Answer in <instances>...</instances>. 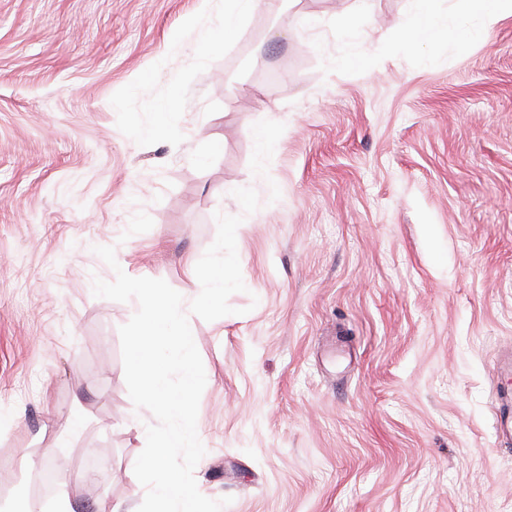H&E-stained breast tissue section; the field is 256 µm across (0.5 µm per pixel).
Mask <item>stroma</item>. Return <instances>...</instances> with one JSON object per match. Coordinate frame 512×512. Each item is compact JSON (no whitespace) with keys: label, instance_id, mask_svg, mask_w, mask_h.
Listing matches in <instances>:
<instances>
[{"label":"stroma","instance_id":"stroma-1","mask_svg":"<svg viewBox=\"0 0 512 512\" xmlns=\"http://www.w3.org/2000/svg\"><path fill=\"white\" fill-rule=\"evenodd\" d=\"M408 8L275 0L202 61L224 0H0V472L17 512L49 465L43 501L141 505L151 414L119 335L136 307L92 284L120 269L191 301L186 260L215 213L243 215L240 187L260 200L236 232L246 289L235 314L189 318L199 491L224 512H512L494 429L512 370V16L419 50L397 45ZM357 12L358 53L337 65ZM91 463L102 482L83 480Z\"/></svg>","mask_w":512,"mask_h":512}]
</instances>
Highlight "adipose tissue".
I'll return each mask as SVG.
<instances>
[{"label":"adipose tissue","instance_id":"1","mask_svg":"<svg viewBox=\"0 0 512 512\" xmlns=\"http://www.w3.org/2000/svg\"><path fill=\"white\" fill-rule=\"evenodd\" d=\"M407 16L400 25V43L407 48L431 46L448 42L450 47L462 49L480 39L487 23L504 14H512V0H465L463 12L474 23L463 26L447 14L436 12L434 0H409ZM259 0H224V11L215 20L206 36L198 41L199 56H206L223 36L236 32L240 22L252 14Z\"/></svg>","mask_w":512,"mask_h":512}]
</instances>
